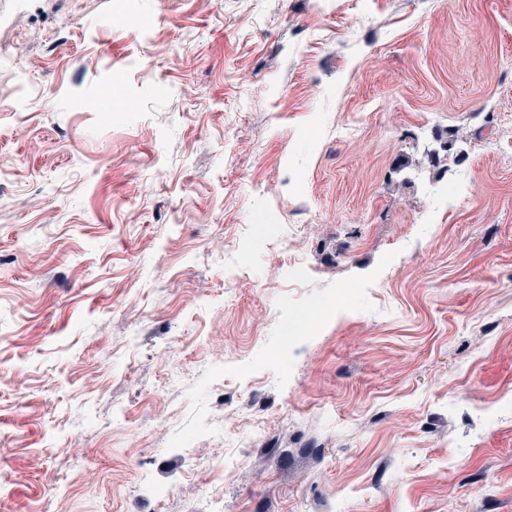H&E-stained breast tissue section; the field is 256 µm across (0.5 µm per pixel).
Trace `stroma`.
Wrapping results in <instances>:
<instances>
[{
    "instance_id": "obj_1",
    "label": "stroma",
    "mask_w": 512,
    "mask_h": 512,
    "mask_svg": "<svg viewBox=\"0 0 512 512\" xmlns=\"http://www.w3.org/2000/svg\"><path fill=\"white\" fill-rule=\"evenodd\" d=\"M508 126L512 0H0V512H512Z\"/></svg>"
}]
</instances>
